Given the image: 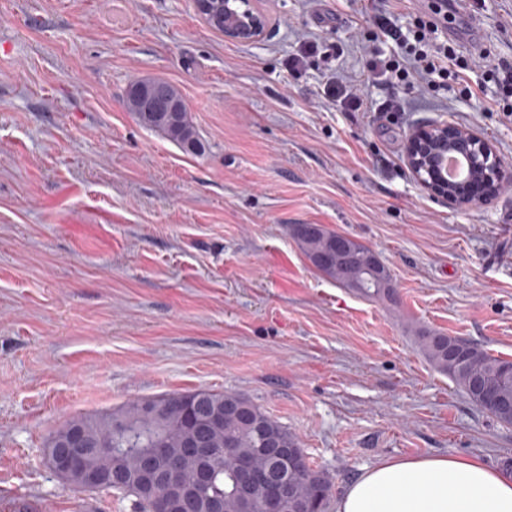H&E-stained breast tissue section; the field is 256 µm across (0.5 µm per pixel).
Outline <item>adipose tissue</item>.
I'll return each instance as SVG.
<instances>
[{"instance_id":"adipose-tissue-1","label":"adipose tissue","mask_w":512,"mask_h":512,"mask_svg":"<svg viewBox=\"0 0 512 512\" xmlns=\"http://www.w3.org/2000/svg\"><path fill=\"white\" fill-rule=\"evenodd\" d=\"M336 512H512V476L452 454L391 459L348 484Z\"/></svg>"}]
</instances>
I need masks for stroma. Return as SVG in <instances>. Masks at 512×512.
<instances>
[{"label": "stroma", "mask_w": 512, "mask_h": 512, "mask_svg": "<svg viewBox=\"0 0 512 512\" xmlns=\"http://www.w3.org/2000/svg\"><path fill=\"white\" fill-rule=\"evenodd\" d=\"M371 0H253L267 26L224 39L194 0H0V512H137L64 481L70 421L171 393H233L288 428L332 496L389 459L473 456L512 474V425L424 356L428 329L512 359V187L453 205L412 176L415 127L484 137L512 171L496 88L391 90ZM484 68L512 63V0H486ZM316 42L322 55L288 60ZM181 91L205 142L184 152L125 100ZM361 84L354 109L327 95ZM398 94L401 112L382 111ZM358 239L395 302L316 270L289 233Z\"/></svg>", "instance_id": "stroma-1"}]
</instances>
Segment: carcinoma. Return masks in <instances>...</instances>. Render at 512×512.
Returning a JSON list of instances; mask_svg holds the SVG:
<instances>
[{
    "instance_id": "1",
    "label": "carcinoma",
    "mask_w": 512,
    "mask_h": 512,
    "mask_svg": "<svg viewBox=\"0 0 512 512\" xmlns=\"http://www.w3.org/2000/svg\"><path fill=\"white\" fill-rule=\"evenodd\" d=\"M209 7L197 3L198 12L217 32H224V0H207ZM142 84H156L165 89L176 104L174 112H146L136 89ZM128 109L138 123L162 134L191 154L201 153L205 145L193 125L189 110L178 89L161 78H143L133 82L126 94ZM290 233L311 264L320 272L336 279L342 286L368 298H389L394 287L390 274L382 270L379 276L366 271L370 250L356 238L329 231L320 224H293ZM420 348L429 362L448 375L478 406L482 405L480 391L474 387L479 378L491 391L512 402V376L506 372L509 360L495 357L479 346L457 336L421 329L418 332ZM466 347L467 359L462 365L448 360V348ZM202 398L210 407L225 408L239 405L247 410L249 418L224 415V423L209 436L212 448L213 479L198 489L201 499L219 497L224 512H241L237 472L239 465L247 464L257 474H267L281 467V462L258 451L267 437H278L292 445H299L295 435L272 419L258 406L231 393L198 390L173 393L146 402L137 401L112 413L81 417L71 421L51 435L61 437L66 428L82 429L87 440L98 451L89 454L85 464L94 469L135 470L145 449L154 443L166 448L181 447L188 434L186 421L192 412V403ZM151 406L154 417L143 416L145 406ZM198 461L192 456L181 460L179 477L183 484L194 482ZM331 483L328 476L311 466L298 476L284 502L282 512H329ZM98 491L116 492L134 497L139 512H155V499L131 481L120 485L105 484Z\"/></svg>"
}]
</instances>
